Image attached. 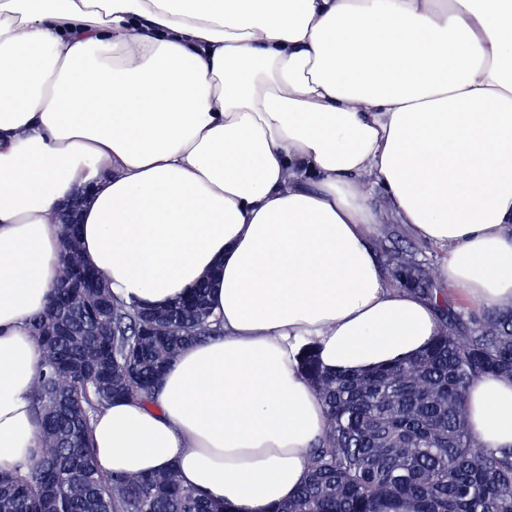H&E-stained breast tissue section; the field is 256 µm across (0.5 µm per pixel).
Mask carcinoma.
<instances>
[{
  "label": "carcinoma",
  "mask_w": 512,
  "mask_h": 512,
  "mask_svg": "<svg viewBox=\"0 0 512 512\" xmlns=\"http://www.w3.org/2000/svg\"><path fill=\"white\" fill-rule=\"evenodd\" d=\"M57 288L30 320L41 354L30 391L39 446L25 464L0 472V512H229L181 484L173 469L141 476L94 463L91 417L114 399L146 401L188 342L217 336L209 283L182 301L144 311L112 300L86 267L77 224L61 225ZM419 249L396 241L387 264L398 286L435 304L437 336L423 353L365 374L327 375L308 350L300 368L322 399L326 430L312 449L308 478L268 512H371L374 501L406 497L417 512H512V447H477L466 425L475 379H512V299L465 317L438 288Z\"/></svg>",
  "instance_id": "carcinoma-1"
}]
</instances>
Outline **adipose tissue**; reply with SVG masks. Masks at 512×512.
Segmentation results:
<instances>
[{
	"label": "adipose tissue",
	"instance_id": "obj_1",
	"mask_svg": "<svg viewBox=\"0 0 512 512\" xmlns=\"http://www.w3.org/2000/svg\"><path fill=\"white\" fill-rule=\"evenodd\" d=\"M79 194L115 298L163 308L206 280L223 329L152 401L94 415L100 468L172 467L268 512L325 432L303 348L362 373L437 333L379 225L444 249L438 283L477 307L512 298V0H0V471L38 445L30 320ZM468 408L476 445L512 446V380L482 376Z\"/></svg>",
	"mask_w": 512,
	"mask_h": 512
}]
</instances>
